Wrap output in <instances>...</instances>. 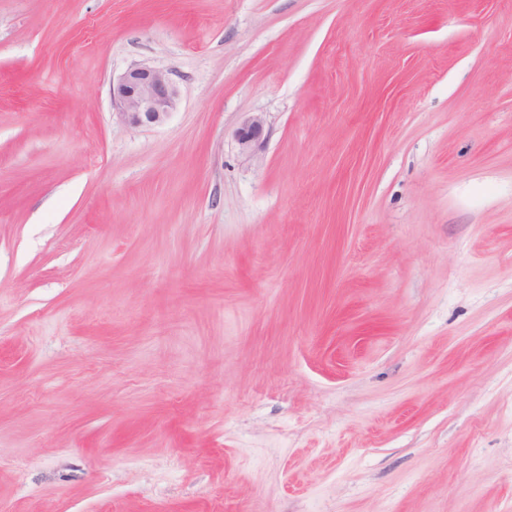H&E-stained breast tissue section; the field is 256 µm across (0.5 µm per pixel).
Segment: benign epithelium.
Listing matches in <instances>:
<instances>
[{"label": "benign epithelium", "instance_id": "obj_1", "mask_svg": "<svg viewBox=\"0 0 512 512\" xmlns=\"http://www.w3.org/2000/svg\"><path fill=\"white\" fill-rule=\"evenodd\" d=\"M112 104L121 118L133 128L160 126L178 104V89L165 69L135 64L110 88ZM239 153L252 159L265 139V119L260 113L245 114L235 131Z\"/></svg>", "mask_w": 512, "mask_h": 512}]
</instances>
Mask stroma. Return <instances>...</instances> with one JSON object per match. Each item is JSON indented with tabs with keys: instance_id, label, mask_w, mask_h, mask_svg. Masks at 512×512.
<instances>
[{
	"instance_id": "35a3bbf8",
	"label": "stroma",
	"mask_w": 512,
	"mask_h": 512,
	"mask_svg": "<svg viewBox=\"0 0 512 512\" xmlns=\"http://www.w3.org/2000/svg\"><path fill=\"white\" fill-rule=\"evenodd\" d=\"M0 512H512V0H0ZM112 104L132 128L166 123L178 104V89L165 69L135 64L110 88ZM239 153L246 160L252 159L265 139V119L261 113L245 114L235 131Z\"/></svg>"
}]
</instances>
